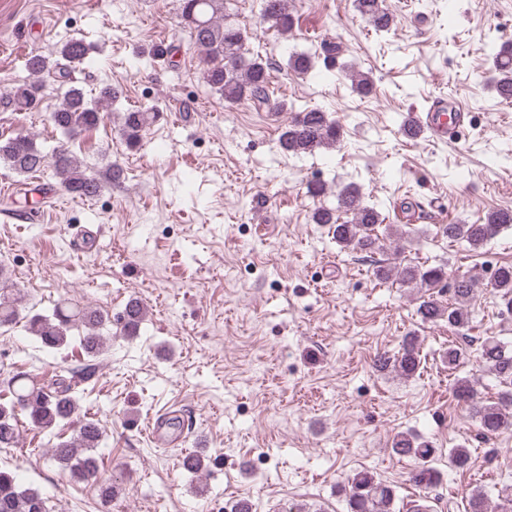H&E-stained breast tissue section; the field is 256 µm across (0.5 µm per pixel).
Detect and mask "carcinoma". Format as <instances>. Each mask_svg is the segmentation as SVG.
<instances>
[{
	"mask_svg": "<svg viewBox=\"0 0 512 512\" xmlns=\"http://www.w3.org/2000/svg\"><path fill=\"white\" fill-rule=\"evenodd\" d=\"M357 11L374 29L383 35L389 32L394 19L383 0H355ZM291 0H261L260 16L263 23L282 35L290 33L294 25ZM183 28L200 52L204 82L224 96L228 103L248 101L257 111H276L280 104L272 100L271 75L267 63L259 56L244 52L245 33L226 19L224 0H179ZM60 58L51 60L43 55H33L27 67L34 80L24 82L10 92V104L16 111L38 108L43 102V83L46 75L63 90L61 102L49 112V121L60 131L65 141L52 151L45 150L35 136L20 134L0 141V162L15 173L31 177L51 170L59 187L67 194L81 199H93L108 185L123 176V170L109 164L104 169L92 171L67 146L81 131L96 127L104 118L99 105L111 103L118 90L110 84L99 88L96 98L90 100L83 89L69 85L71 69L85 62L88 48L81 40L66 42L59 51ZM486 57L492 62L494 75L492 89L500 88L498 96L512 100V42L498 44L497 38L485 42ZM288 67L298 75L312 71V57L306 52H296L288 59ZM352 89L361 97L374 92L370 76H351ZM151 110L126 111L122 117L120 135L130 147L141 139L150 119ZM343 128L339 119L318 108H303L295 112L288 127L280 135V145L295 155L312 154L340 141ZM313 222L328 224L336 242L355 252L376 254L381 251L378 227L384 218L376 205L364 203L360 188L349 184L336 191V206H319L312 213ZM512 229V210L499 209L486 214L480 224L441 225L442 233L451 242L464 243L471 251L484 248L503 230ZM375 276L388 279L395 275L405 284H419L433 288L448 283L451 298L443 304L430 295L421 300L417 313L424 322L444 320L448 327L462 330L469 326L471 303L475 296L477 279L456 276L448 279L444 264L416 265L390 263L383 259L374 267ZM486 287L499 297L500 306L512 312V264H503ZM144 305L132 300L117 317L98 308L84 306L70 300L56 303L51 314L23 313L9 277L0 266V327H12L21 322L43 347L57 353L79 343L86 360L78 367L65 370L48 384L40 383L27 372L14 374L8 382L12 399L0 403V448L17 445V411L27 413L31 423L45 431L60 424L73 425L72 436L51 445L49 459L73 478L94 482L104 502L118 498L122 488L100 475L94 450L102 442V429L98 420L81 412L79 393L95 386L96 360L104 350L106 337L102 331L119 328L124 338L139 335L146 320ZM477 358L481 367L494 375L503 385V391L494 400L478 396L474 382L467 377H457L453 384L456 400L463 404L478 423L484 439L488 440L502 430L512 428V346L508 347L495 336L482 339ZM378 367L389 369L402 377L410 378L420 369L421 357L418 337L404 338L398 353H386L377 359ZM392 450L402 457H411L416 467L409 481L428 493L438 483L440 474L432 466L438 449L431 442L409 433L398 434ZM471 453L464 445L448 449V464L463 469L470 462ZM345 497L347 512H391L395 489L372 472L359 471L340 485ZM0 512H49L46 501L37 492L25 488L15 472L0 470Z\"/></svg>",
	"mask_w": 512,
	"mask_h": 512,
	"instance_id": "carcinoma-1",
	"label": "carcinoma"
}]
</instances>
